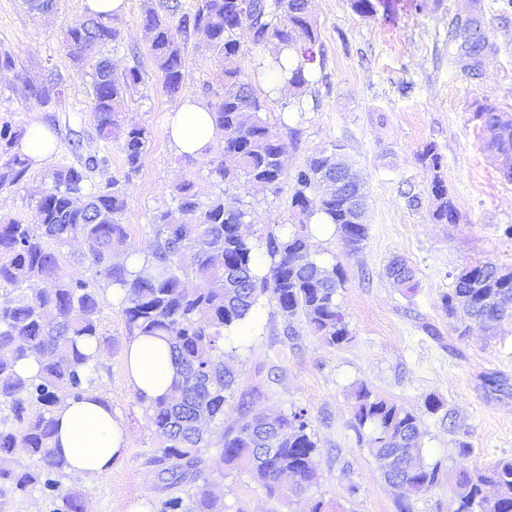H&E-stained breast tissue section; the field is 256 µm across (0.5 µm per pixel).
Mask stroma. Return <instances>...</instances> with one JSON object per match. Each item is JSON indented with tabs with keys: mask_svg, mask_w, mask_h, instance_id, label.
<instances>
[{
	"mask_svg": "<svg viewBox=\"0 0 512 512\" xmlns=\"http://www.w3.org/2000/svg\"><path fill=\"white\" fill-rule=\"evenodd\" d=\"M147 2L127 0L114 19L121 38L109 50L117 71L140 69L142 83L126 117L152 132L122 216L131 242L150 247L154 215L173 208L170 190L186 179L194 181L201 202L220 195L248 209L256 225L292 228V183L276 195L242 181L226 184L210 176L201 159L178 155L169 144L164 117L178 97L164 91L144 44L140 20ZM375 3L374 13L362 15L352 0H312L319 41L310 81L269 99L266 113L281 133L289 171L340 143L364 181L369 233L360 251H350L335 229L309 228L315 259L341 265L345 273L336 299L351 338L328 346L302 318H286L261 301L251 334L224 338L238 385L223 422L212 426L211 447L201 451L203 468H214L217 443L239 423L242 406L274 413L303 409L317 443L318 478L302 493L271 496L243 468L225 466L224 512H310L320 500L338 505L339 512H398L393 490L352 425V392L361 383L418 415L423 461L441 469L438 486L410 496L412 512H451L449 488L459 466L483 468L512 457V389L496 392L486 384L498 376L512 385V322L492 332L473 323L463 334L442 305L463 268L490 261L512 269V240L502 234L512 224V180L483 150L477 117L486 108L512 117V0ZM87 13L86 0H57L49 15L30 9L27 0H0V53L14 60L12 69L0 70V121L24 128L38 118L57 143L51 158L31 168L23 188L0 193L2 215L30 218L51 171L76 163L68 149L72 138L82 139L85 152L106 158L90 185L125 171L119 143L95 133L90 67L74 64L61 48L62 30ZM471 21L488 42L476 69L463 47L464 25ZM222 70L201 38L191 37L180 97L214 105L224 92ZM52 71L63 79L61 95L45 106L27 99L26 84ZM428 144L442 157L440 169L417 159ZM437 177L448 187L457 223L432 217L430 187ZM395 256L412 267L413 289L387 277ZM99 331L110 345L92 387L111 402L133 443L107 473L88 478L67 470L58 480L62 491L82 497L85 512H154L169 490L151 462L157 440L147 427L146 405L124 369L123 354L135 333L108 292ZM430 396L443 402L451 421L426 410ZM459 430L467 431L473 448L464 460L455 445Z\"/></svg>",
	"mask_w": 512,
	"mask_h": 512,
	"instance_id": "1",
	"label": "stroma"
}]
</instances>
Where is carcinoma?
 <instances>
[{
	"mask_svg": "<svg viewBox=\"0 0 512 512\" xmlns=\"http://www.w3.org/2000/svg\"><path fill=\"white\" fill-rule=\"evenodd\" d=\"M147 51L161 74L165 91L182 90L184 45L196 34L204 36L213 57L224 65V94L214 106L215 121L224 146L222 158L208 159L209 173L223 182L244 179L258 191L276 193L288 181L280 156L279 133L261 117L267 100L257 94L251 79L237 65L243 45L237 31L248 30L255 46L271 47L272 67L294 87L309 83L304 62L313 60L318 31L306 0H199L187 11L181 0H160L147 7L141 18ZM120 38L112 17L96 14L63 33L61 47L73 62L92 68V112L95 130L103 142L121 143L127 173L87 191L89 173L106 163L97 154L82 155L81 140L69 142L79 165H61L49 175L27 222L0 217V408L12 417H0V483L24 492L32 485L61 500L58 512H84L82 498L59 492L56 475L67 465L56 456L51 442L53 412L63 399H79L92 384V374L108 340L98 331L101 293L112 285L122 288L123 313L139 335L167 339L177 369L169 395L147 404V419L158 439L154 463L162 466L161 479L174 489L193 485L183 497L159 501L157 512H223L221 478L203 475L201 449L206 447L204 426L224 420V404L237 386L233 370L224 364V331L245 319L264 298L288 317L303 316L313 335L331 347L351 339L345 317L336 302L344 286L340 266L315 260L305 228L323 215L335 226L350 249L363 247L368 224L357 214L347 195L323 188L326 177L336 176V163L346 160L344 146L312 157L293 176L291 207L299 216L292 231L268 229L259 235L238 232L243 207H231L219 195L200 203L194 184L185 180L171 190L180 219L164 212L154 223L155 242L146 263L131 273L117 254H133L121 222L130 176L139 171L151 131L126 121L132 95L142 83L137 67L117 74L105 48ZM294 51L302 61L283 56ZM60 79L48 76L27 86V98L48 104L60 93ZM486 148L499 154L512 152V141L497 133L509 124L503 114L485 110ZM25 129L0 124V193L26 181L32 161L17 150ZM434 219L453 224L457 212L448 186L436 177L431 186ZM72 242L86 246L93 275L82 278L65 269L62 247ZM259 246L270 259L268 273L253 272V250ZM387 274L407 285L412 269L392 260ZM496 267L478 263L464 268L455 288L442 298L448 315L478 320L489 326L512 317V279L496 278ZM34 360L38 369L28 375L17 365ZM209 373L205 386L196 383L197 372ZM355 426L369 424L373 434L369 453L385 481L396 488L400 512H410L404 487L422 491L438 482L436 468L410 462L421 459L417 414L395 402L379 398L360 385L353 394ZM38 407L28 414L31 406ZM280 437L279 448L265 453L269 436ZM25 449L30 464L15 458ZM221 461L242 464L269 493L280 489L281 475L292 472L298 488L317 478V442L308 432L305 411L280 413L268 418L246 410L240 424L224 434ZM453 512H512V458L499 460L488 470L462 469L452 486Z\"/></svg>",
	"mask_w": 512,
	"mask_h": 512,
	"instance_id": "carcinoma-1",
	"label": "carcinoma"
}]
</instances>
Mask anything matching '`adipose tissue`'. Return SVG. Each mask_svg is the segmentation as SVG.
<instances>
[{"instance_id":"adipose-tissue-1","label":"adipose tissue","mask_w":512,"mask_h":512,"mask_svg":"<svg viewBox=\"0 0 512 512\" xmlns=\"http://www.w3.org/2000/svg\"><path fill=\"white\" fill-rule=\"evenodd\" d=\"M166 133L177 154L206 158L217 149L220 134L206 104L187 99L168 112ZM124 362L131 382L146 400L165 396L175 377L166 339L138 336L127 347ZM53 444L69 470L95 477L111 470L132 442L111 404L97 392L69 399L55 409Z\"/></svg>"}]
</instances>
